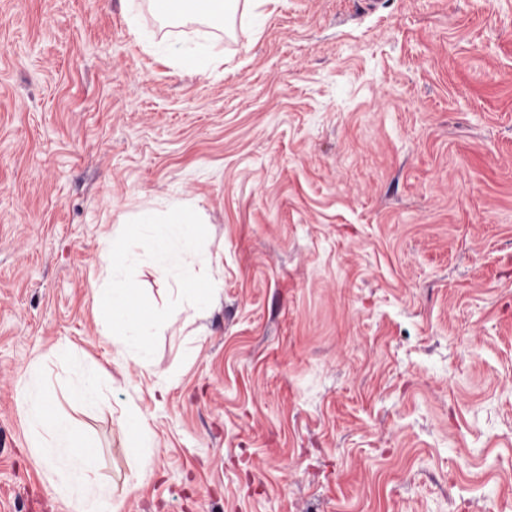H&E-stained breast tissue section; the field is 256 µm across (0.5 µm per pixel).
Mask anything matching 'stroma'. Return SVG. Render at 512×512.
<instances>
[{
    "mask_svg": "<svg viewBox=\"0 0 512 512\" xmlns=\"http://www.w3.org/2000/svg\"><path fill=\"white\" fill-rule=\"evenodd\" d=\"M174 200L223 289L150 374L94 294L114 230ZM89 368L110 411L71 398ZM35 371L123 512H512V0H279L221 30L0 0V512H74ZM125 426L129 437V448H131L132 466L136 471H144L150 458L145 452L148 441V430L145 418L141 411L133 407L125 415Z\"/></svg>",
    "mask_w": 512,
    "mask_h": 512,
    "instance_id": "35a3bbf8",
    "label": "stroma"
}]
</instances>
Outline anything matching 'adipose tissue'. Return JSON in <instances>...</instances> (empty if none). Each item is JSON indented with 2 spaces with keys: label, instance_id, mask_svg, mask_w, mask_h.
<instances>
[{
  "label": "adipose tissue",
  "instance_id": "adipose-tissue-1",
  "mask_svg": "<svg viewBox=\"0 0 512 512\" xmlns=\"http://www.w3.org/2000/svg\"><path fill=\"white\" fill-rule=\"evenodd\" d=\"M167 4L174 18L204 20L214 28L227 25L234 5L252 11L265 0H150ZM24 401L35 436L34 446L50 468L49 481L65 489L75 512H120L122 499L107 487L98 473L99 444L88 434H79L67 417L49 410L37 381L25 386Z\"/></svg>",
  "mask_w": 512,
  "mask_h": 512
}]
</instances>
